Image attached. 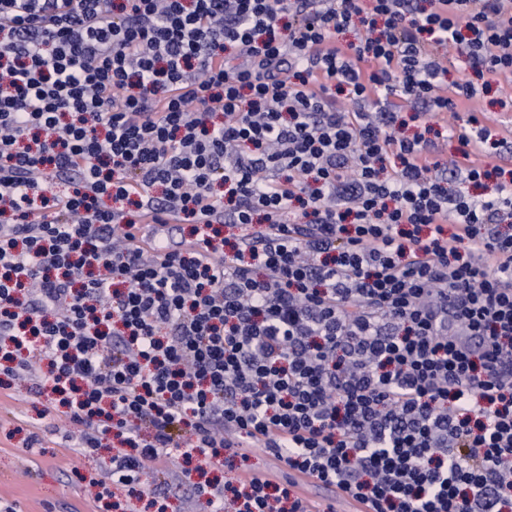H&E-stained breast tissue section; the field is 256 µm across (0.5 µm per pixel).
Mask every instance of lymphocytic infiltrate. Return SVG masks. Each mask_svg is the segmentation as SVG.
<instances>
[{"mask_svg":"<svg viewBox=\"0 0 512 512\" xmlns=\"http://www.w3.org/2000/svg\"><path fill=\"white\" fill-rule=\"evenodd\" d=\"M419 2L0 0V375L118 439L100 494L262 448L152 494L512 512V0ZM510 92V88H508L505 94H501L495 87H493L492 91L484 98L482 112L485 114H477L482 123L490 126L511 125L512 128V105L511 109L510 107L502 109L498 105L492 106L490 104L491 100L497 97L506 99L505 97L509 96ZM248 460L242 464L255 471L267 472L276 483L282 484L290 471L284 462L277 460L262 448H248L246 451ZM183 466L187 465L182 463V459H175L172 463L169 464L168 467L151 473L147 477V482H149L148 484H152L153 482L161 484L164 481L171 482L176 478L177 475L180 474ZM187 467L191 469L196 467L204 469L210 478H214L221 483H224L225 477H229L233 474L228 471L227 467L218 464L215 459H209L203 455H197L194 457L192 462Z\"/></svg>","mask_w":512,"mask_h":512,"instance_id":"1","label":"lymphocytic infiltrate"}]
</instances>
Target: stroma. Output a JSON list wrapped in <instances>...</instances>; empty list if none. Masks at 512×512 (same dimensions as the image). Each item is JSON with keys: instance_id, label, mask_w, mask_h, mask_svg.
I'll return each instance as SVG.
<instances>
[{"instance_id": "stroma-1", "label": "stroma", "mask_w": 512, "mask_h": 512, "mask_svg": "<svg viewBox=\"0 0 512 512\" xmlns=\"http://www.w3.org/2000/svg\"><path fill=\"white\" fill-rule=\"evenodd\" d=\"M47 395L0 387V501L16 512H149L147 496L121 486L89 499L84 488L109 467L112 440L102 450L75 455L66 433L46 413Z\"/></svg>"}]
</instances>
